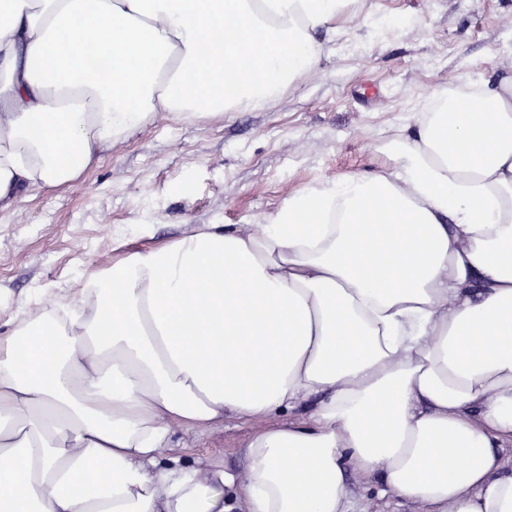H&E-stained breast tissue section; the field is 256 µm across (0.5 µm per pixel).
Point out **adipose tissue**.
I'll return each mask as SVG.
<instances>
[{"label": "adipose tissue", "instance_id": "1", "mask_svg": "<svg viewBox=\"0 0 512 512\" xmlns=\"http://www.w3.org/2000/svg\"><path fill=\"white\" fill-rule=\"evenodd\" d=\"M358 2L0 0V210L159 113L275 100ZM381 151L257 225L117 235L77 296L9 317L0 512H348V471L427 512H512V76L435 89ZM307 401L243 472L157 463L173 427Z\"/></svg>", "mask_w": 512, "mask_h": 512}]
</instances>
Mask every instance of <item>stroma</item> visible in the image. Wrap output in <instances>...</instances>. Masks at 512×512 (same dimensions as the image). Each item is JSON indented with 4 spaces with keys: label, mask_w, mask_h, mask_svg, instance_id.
Returning a JSON list of instances; mask_svg holds the SVG:
<instances>
[{
    "label": "stroma",
    "mask_w": 512,
    "mask_h": 512,
    "mask_svg": "<svg viewBox=\"0 0 512 512\" xmlns=\"http://www.w3.org/2000/svg\"><path fill=\"white\" fill-rule=\"evenodd\" d=\"M382 21L353 17L317 67L265 107L204 122L159 114L113 146L83 180L32 191L0 212V331L42 293L76 295L106 265L116 230L172 239L193 224H256L296 190L380 166L381 145L410 123L431 92L465 78L512 73V0H366ZM262 421L225 419L175 430L194 467L243 471L244 442ZM351 512H423L348 477Z\"/></svg>",
    "instance_id": "stroma-1"
}]
</instances>
